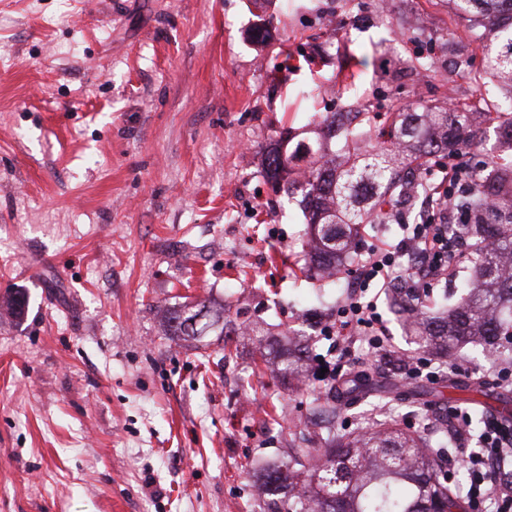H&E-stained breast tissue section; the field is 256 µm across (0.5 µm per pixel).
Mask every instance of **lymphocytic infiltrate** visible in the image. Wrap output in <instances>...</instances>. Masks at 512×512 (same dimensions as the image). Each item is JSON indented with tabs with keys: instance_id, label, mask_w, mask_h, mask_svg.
<instances>
[{
	"instance_id": "1",
	"label": "lymphocytic infiltrate",
	"mask_w": 512,
	"mask_h": 512,
	"mask_svg": "<svg viewBox=\"0 0 512 512\" xmlns=\"http://www.w3.org/2000/svg\"><path fill=\"white\" fill-rule=\"evenodd\" d=\"M428 214L415 224L401 225L397 243L372 249L355 270V286L336 308L324 334L337 342L352 343L367 337L375 352L386 353L388 330L375 301L366 297L368 288H387L396 283L397 261L412 255L404 277L408 287L426 291L448 277L447 195L427 197ZM468 503L472 512H483L486 501H493L495 512H512V424L495 417L484 423L481 448L469 457Z\"/></svg>"
}]
</instances>
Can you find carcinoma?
<instances>
[{
    "mask_svg": "<svg viewBox=\"0 0 512 512\" xmlns=\"http://www.w3.org/2000/svg\"><path fill=\"white\" fill-rule=\"evenodd\" d=\"M449 2L456 16L489 35L487 68L499 85L512 90V0ZM478 109L505 127L504 143L512 147V113L502 111L500 99L478 91L449 112L385 113L374 145L362 128H338L336 113H326L329 137H343L340 162L329 167L315 166V156L326 151L322 142H299L291 152L280 144L269 151L268 175L287 184L298 163L308 162L301 200L308 224V270L317 274L350 259L353 236L371 223L374 212L382 222L397 211L415 218V195L430 190L428 184H414L416 172L441 153L480 150L481 138L472 129ZM491 197L502 206V219L468 225L463 262L472 277L446 315H433L421 294L391 292L394 311L426 353L446 357L473 343L492 356L512 351V160L494 162L457 204L468 213ZM218 325L236 331L235 321L225 318L222 309L184 305L169 317L174 336L194 338ZM308 354L300 343L289 345L279 368L282 377L302 380ZM319 430L317 447L304 448L285 465L260 475L261 488L274 497L273 512H450L464 506L463 487L448 484L439 461L448 430L438 429L431 445L393 426L371 427L356 437L339 435L329 426Z\"/></svg>",
    "mask_w": 512,
    "mask_h": 512,
    "instance_id": "obj_1",
    "label": "carcinoma"
}]
</instances>
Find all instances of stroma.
I'll list each match as a JSON object with an SVG mask.
<instances>
[{
    "mask_svg": "<svg viewBox=\"0 0 512 512\" xmlns=\"http://www.w3.org/2000/svg\"><path fill=\"white\" fill-rule=\"evenodd\" d=\"M484 69L448 0H0V302L27 298L0 314V512H264L316 395L345 435L512 406L477 349L412 378L323 339L346 277L303 271L300 197L264 167L323 113L446 108ZM208 299L270 336L169 335ZM295 329L335 383L281 384Z\"/></svg>",
    "mask_w": 512,
    "mask_h": 512,
    "instance_id": "1",
    "label": "stroma"
}]
</instances>
